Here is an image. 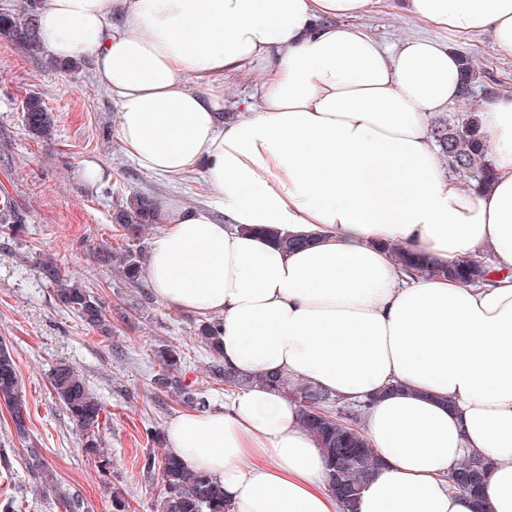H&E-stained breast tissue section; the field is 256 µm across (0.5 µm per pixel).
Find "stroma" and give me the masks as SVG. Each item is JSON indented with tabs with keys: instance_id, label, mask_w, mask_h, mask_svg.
<instances>
[{
	"instance_id": "stroma-1",
	"label": "stroma",
	"mask_w": 512,
	"mask_h": 512,
	"mask_svg": "<svg viewBox=\"0 0 512 512\" xmlns=\"http://www.w3.org/2000/svg\"><path fill=\"white\" fill-rule=\"evenodd\" d=\"M363 25L390 43L429 30L402 10L375 11ZM461 50L472 57L481 79L453 111L456 120L483 97L512 89V56L502 55L490 35L473 38ZM30 94L40 96L55 114L51 139L33 138L24 126L22 102ZM89 162L104 172L94 183L82 176ZM138 194L173 195L199 206L209 201L202 174L161 178L125 155L115 106L96 84L90 60H81L75 69L52 65L0 35V204L10 203L22 226L18 233L0 226V341L14 349L30 406L24 440L0 407V447L10 465L7 479L0 481V501L13 498L15 512H65L58 499L40 492L23 457L30 446L40 448L59 482L79 494L85 512H113L117 494L128 499L132 512H158L161 485L157 477L142 473L141 462L148 453L165 455L158 436L184 409L151 385L160 368L155 356L160 346L178 347L186 382L211 406L224 403V387L208 377L207 353L195 335L200 316L168 311L147 280L129 283L114 265L98 260L102 244L116 252L149 249L153 232H142L135 241L114 220L120 206ZM46 255L95 292L106 308L111 335L57 308L52 286L38 269ZM59 362L81 372L105 406L102 452L111 462L110 472L86 458L78 433L52 394L50 373Z\"/></svg>"
}]
</instances>
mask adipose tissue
Returning a JSON list of instances; mask_svg holds the SVG:
<instances>
[{"label":"adipose tissue","instance_id":"ef3b65f1","mask_svg":"<svg viewBox=\"0 0 512 512\" xmlns=\"http://www.w3.org/2000/svg\"><path fill=\"white\" fill-rule=\"evenodd\" d=\"M379 2L41 0L37 30L53 59H91L140 168L206 176L210 205L157 204L146 274L160 302L219 316L238 374L366 403L382 464L358 512H512V91L473 114L488 186L455 176L430 134L462 101L457 44L488 32L512 55V0H407L436 33L392 44L357 24ZM257 225L315 242L285 251ZM392 243L497 272H407ZM166 445L232 512H344L323 448L273 390L177 413ZM471 456L490 464L478 503L448 481Z\"/></svg>","mask_w":512,"mask_h":512}]
</instances>
